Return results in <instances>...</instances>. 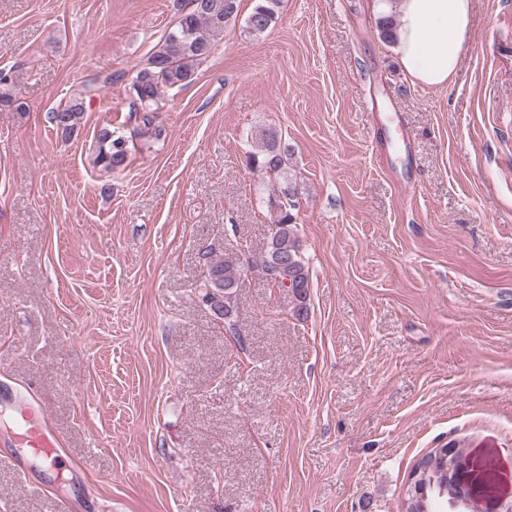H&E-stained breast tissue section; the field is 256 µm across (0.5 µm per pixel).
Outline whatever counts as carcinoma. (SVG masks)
I'll return each instance as SVG.
<instances>
[{
	"label": "carcinoma",
	"instance_id": "obj_1",
	"mask_svg": "<svg viewBox=\"0 0 512 512\" xmlns=\"http://www.w3.org/2000/svg\"><path fill=\"white\" fill-rule=\"evenodd\" d=\"M280 0H257L253 11L245 20V31L252 36L267 32L277 19ZM238 16V0H188L181 9L179 19L154 48L145 67L137 72L129 85L130 108L139 115V122L129 134L104 128L97 139L93 164L107 171L128 166L130 146L140 141L145 144L159 141L164 128L159 112L167 94L194 81L196 65L205 60L213 49L214 39L224 27ZM17 101L13 80L0 72V104L10 106ZM85 108L74 101L51 113L50 122L61 137L70 138L80 126ZM252 139L260 150L248 156L249 168L263 171L279 180L274 196L269 199L272 232L259 264L282 257L288 260L286 275L290 284L274 283L289 299L290 311L299 320L309 314L310 274L302 257L297 228L299 185L288 166L295 153L274 127H261ZM241 276V265L231 252L219 259L206 261L205 269L194 285L195 297L210 308L215 319L235 332L233 313ZM426 468L444 469L439 449L423 455L412 467L414 476Z\"/></svg>",
	"mask_w": 512,
	"mask_h": 512
}]
</instances>
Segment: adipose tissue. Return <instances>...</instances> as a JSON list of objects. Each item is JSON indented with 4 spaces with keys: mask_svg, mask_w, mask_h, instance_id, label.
Segmentation results:
<instances>
[{
    "mask_svg": "<svg viewBox=\"0 0 512 512\" xmlns=\"http://www.w3.org/2000/svg\"><path fill=\"white\" fill-rule=\"evenodd\" d=\"M395 16L393 49L410 84L445 88L457 75L473 0H374Z\"/></svg>",
    "mask_w": 512,
    "mask_h": 512,
    "instance_id": "obj_1",
    "label": "adipose tissue"
}]
</instances>
